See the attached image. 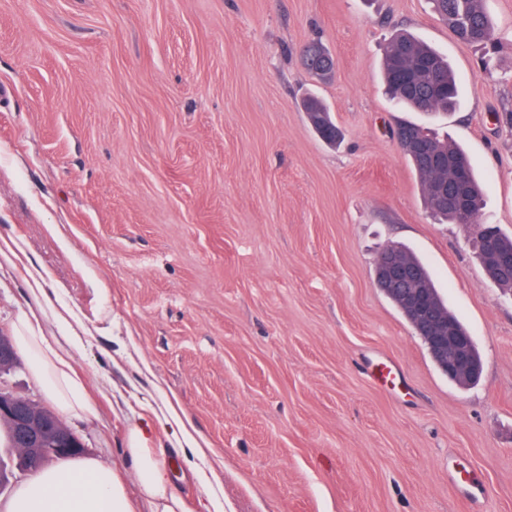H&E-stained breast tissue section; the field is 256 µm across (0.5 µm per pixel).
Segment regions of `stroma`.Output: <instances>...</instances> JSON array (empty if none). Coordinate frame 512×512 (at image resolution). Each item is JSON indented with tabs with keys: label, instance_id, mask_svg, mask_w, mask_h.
Listing matches in <instances>:
<instances>
[{
	"label": "stroma",
	"instance_id": "obj_1",
	"mask_svg": "<svg viewBox=\"0 0 512 512\" xmlns=\"http://www.w3.org/2000/svg\"><path fill=\"white\" fill-rule=\"evenodd\" d=\"M497 52L429 0H0V237L47 269L88 340L95 416L67 425L123 465L129 425L177 399L224 512H512V292L461 225L430 218L390 128L383 49L400 29L447 54L455 112L431 126L471 158L484 217L512 234V0ZM321 41L329 77L303 47ZM319 96L344 134L302 109ZM399 244L473 336L480 381L433 364L374 283ZM31 298L0 270V332ZM393 361L390 391L372 362ZM186 512L202 487L166 448ZM474 486L449 483V470Z\"/></svg>",
	"mask_w": 512,
	"mask_h": 512
}]
</instances>
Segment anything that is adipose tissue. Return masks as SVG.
Segmentation results:
<instances>
[{
    "label": "adipose tissue",
    "mask_w": 512,
    "mask_h": 512,
    "mask_svg": "<svg viewBox=\"0 0 512 512\" xmlns=\"http://www.w3.org/2000/svg\"><path fill=\"white\" fill-rule=\"evenodd\" d=\"M22 269L33 304L14 325L16 347L28 359L32 374L44 382L48 397L63 418L90 416L93 406L72 364L74 351L84 344L83 334L74 326L76 315L66 307L52 310L53 323L63 327L65 334L63 342L50 340L41 320V303L47 298L50 274L32 266ZM160 436L179 448L189 470L195 471L201 481V512H224L223 492L207 483L204 472L198 471L194 461L200 446L195 432L168 400L162 408L150 410L132 423L125 438L124 454L149 512L184 510L173 490L165 461L156 450V439ZM8 512H135V507L126 493V480L117 469L82 457L37 473L11 499Z\"/></svg>",
    "instance_id": "adipose-tissue-1"
}]
</instances>
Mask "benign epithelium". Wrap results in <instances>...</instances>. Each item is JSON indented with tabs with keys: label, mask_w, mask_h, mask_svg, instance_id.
<instances>
[{
	"label": "benign epithelium",
	"mask_w": 512,
	"mask_h": 512,
	"mask_svg": "<svg viewBox=\"0 0 512 512\" xmlns=\"http://www.w3.org/2000/svg\"><path fill=\"white\" fill-rule=\"evenodd\" d=\"M484 246L489 257L483 265L487 281L495 285L506 277L512 278V249L502 246L489 231L485 232ZM375 281L405 310L410 325L448 379L476 380L482 361L475 352L473 337L460 332L433 304L418 266L389 248L377 258ZM16 360L10 337L0 334V369L13 366ZM0 418L10 422L12 446L31 453L33 473L84 451L82 440L59 416L28 397L0 393Z\"/></svg>",
	"instance_id": "benign-epithelium-1"
}]
</instances>
